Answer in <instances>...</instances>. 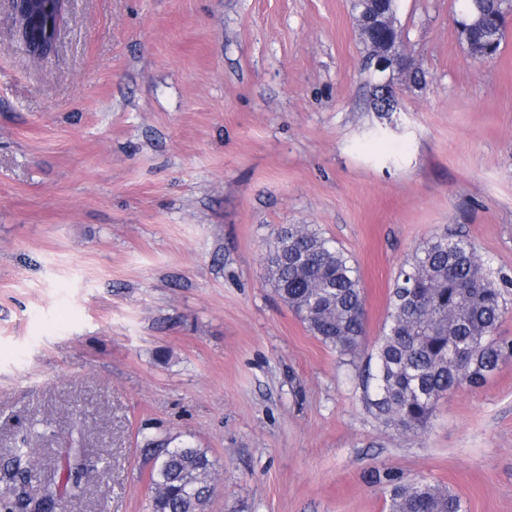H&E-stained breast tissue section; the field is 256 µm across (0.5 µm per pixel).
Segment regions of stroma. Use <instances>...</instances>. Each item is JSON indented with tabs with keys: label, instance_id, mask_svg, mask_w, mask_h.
I'll use <instances>...</instances> for the list:
<instances>
[{
	"label": "stroma",
	"instance_id": "1",
	"mask_svg": "<svg viewBox=\"0 0 512 512\" xmlns=\"http://www.w3.org/2000/svg\"><path fill=\"white\" fill-rule=\"evenodd\" d=\"M396 6L423 82L391 72L385 115L352 0H68L45 62L0 0V492L27 436L57 512H151L145 444L168 440L215 460L207 512H387L376 469L512 512V359L418 434L364 402L420 243L469 240L512 278V26L477 62L461 0ZM286 224L355 260L354 360L268 283ZM377 97L373 96V106L376 112L390 113L399 109V93L392 86L389 78L380 80L373 86Z\"/></svg>",
	"mask_w": 512,
	"mask_h": 512
}]
</instances>
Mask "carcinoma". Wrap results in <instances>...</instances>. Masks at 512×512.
<instances>
[{
	"instance_id": "cac0c4a2",
	"label": "carcinoma",
	"mask_w": 512,
	"mask_h": 512,
	"mask_svg": "<svg viewBox=\"0 0 512 512\" xmlns=\"http://www.w3.org/2000/svg\"><path fill=\"white\" fill-rule=\"evenodd\" d=\"M475 41L503 40L497 19L503 0H471ZM268 280L278 296L323 344L343 357L359 354L365 339V295L352 257L308 224L279 232L265 257ZM511 282L496 280L462 238L437 234L418 245L400 267L375 345V370L365 378L366 406L385 427L404 432L427 429L439 401L466 383L482 385L499 364L512 358V339L495 335L507 310ZM150 472L152 512H206L215 472L208 451L190 442L153 445ZM16 450L14 482L25 480ZM388 512H466L462 500L426 479H406L390 470L371 474ZM19 494L0 496V512H28Z\"/></svg>"
}]
</instances>
